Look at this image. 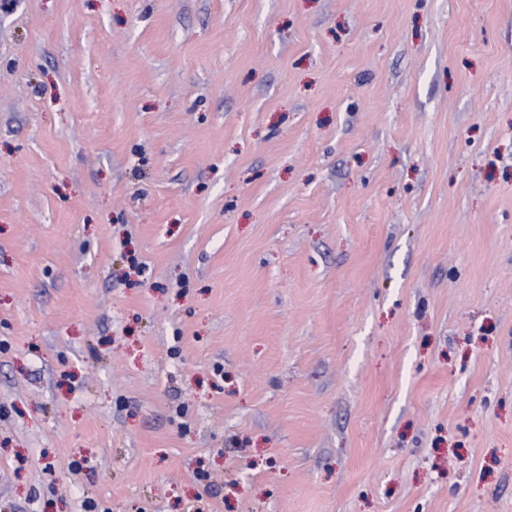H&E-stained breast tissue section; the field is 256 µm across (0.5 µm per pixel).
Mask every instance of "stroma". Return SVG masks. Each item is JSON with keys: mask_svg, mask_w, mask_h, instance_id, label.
Segmentation results:
<instances>
[{"mask_svg": "<svg viewBox=\"0 0 512 512\" xmlns=\"http://www.w3.org/2000/svg\"><path fill=\"white\" fill-rule=\"evenodd\" d=\"M94 504L512 512V0L0 9V512Z\"/></svg>", "mask_w": 512, "mask_h": 512, "instance_id": "35a3bbf8", "label": "stroma"}]
</instances>
